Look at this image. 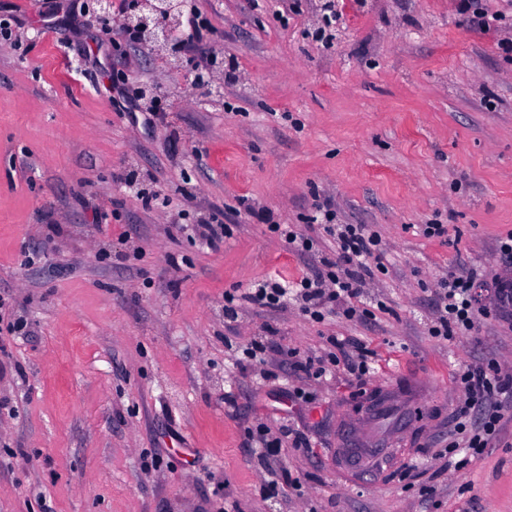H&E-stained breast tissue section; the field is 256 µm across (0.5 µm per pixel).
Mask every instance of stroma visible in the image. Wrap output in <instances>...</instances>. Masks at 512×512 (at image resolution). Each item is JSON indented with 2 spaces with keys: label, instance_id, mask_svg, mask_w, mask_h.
Instances as JSON below:
<instances>
[{
  "label": "stroma",
  "instance_id": "1",
  "mask_svg": "<svg viewBox=\"0 0 512 512\" xmlns=\"http://www.w3.org/2000/svg\"><path fill=\"white\" fill-rule=\"evenodd\" d=\"M325 2L193 0L208 56L237 65L204 96L189 68L170 74L96 16L0 0V298L25 323H0V512H512V412L476 465L441 453L458 371L493 358L512 373V306L496 297L512 278L497 252L512 232V0H482L504 15L488 28L463 0H338L328 45L310 33ZM117 69L152 99L124 109ZM327 198L337 223L379 232L387 271L366 295L385 310L316 323L292 302L225 321V293L321 271L335 243L308 217ZM252 206L318 254L292 252ZM214 220L234 227L216 250L178 230ZM430 223L447 237H424ZM455 273L487 314L440 341L427 326ZM269 327L266 363L241 370L237 348ZM335 336L373 350L364 381L343 362L318 379L297 368ZM405 372L427 378L430 419L399 433L405 406L381 419L364 394ZM349 423L394 438L384 470L343 474ZM286 426L308 447L257 454L253 436ZM407 463L413 487L394 475ZM271 473L289 478L273 502Z\"/></svg>",
  "mask_w": 512,
  "mask_h": 512
}]
</instances>
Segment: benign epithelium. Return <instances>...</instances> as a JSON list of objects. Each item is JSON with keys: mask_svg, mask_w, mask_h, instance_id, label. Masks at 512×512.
Instances as JSON below:
<instances>
[{"mask_svg": "<svg viewBox=\"0 0 512 512\" xmlns=\"http://www.w3.org/2000/svg\"><path fill=\"white\" fill-rule=\"evenodd\" d=\"M184 6L185 0H146L143 10L125 20L126 26L136 28L146 43L164 55L171 69L181 66L176 37Z\"/></svg>", "mask_w": 512, "mask_h": 512, "instance_id": "benign-epithelium-1", "label": "benign epithelium"}]
</instances>
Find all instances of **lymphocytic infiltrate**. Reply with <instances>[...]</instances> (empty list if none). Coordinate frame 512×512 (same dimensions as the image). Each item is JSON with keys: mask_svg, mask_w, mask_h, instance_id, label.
Wrapping results in <instances>:
<instances>
[{"mask_svg": "<svg viewBox=\"0 0 512 512\" xmlns=\"http://www.w3.org/2000/svg\"><path fill=\"white\" fill-rule=\"evenodd\" d=\"M326 223L324 232L334 236L337 243L335 257L322 258L323 271L315 277H303L295 285H288L279 275L271 274L244 289L240 295H227L224 315L235 319L238 304H253L270 310L281 308L288 294H296L303 309L313 319H321L323 309L330 304L341 306L347 318L367 320L370 309H362L357 301L364 287L383 272L381 237L364 224H336L330 202L319 207ZM471 275L441 280L438 285L435 316L428 333L445 340L475 329L481 310L472 295ZM505 377L498 362L485 360L466 367L457 376L466 399L458 406L449 450L466 448L467 453L458 460L464 468L479 462L497 439L505 408L512 406L507 395Z\"/></svg>", "mask_w": 512, "mask_h": 512, "instance_id": "f902f5d3", "label": "lymphocytic infiltrate"}]
</instances>
